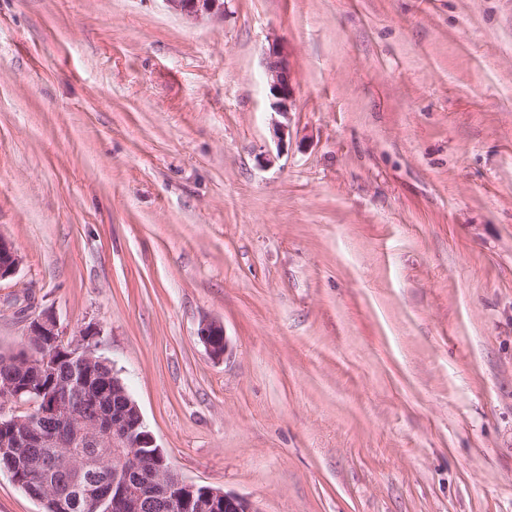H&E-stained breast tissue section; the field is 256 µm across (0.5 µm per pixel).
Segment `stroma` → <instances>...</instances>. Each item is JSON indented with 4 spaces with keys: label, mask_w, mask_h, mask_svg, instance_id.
I'll use <instances>...</instances> for the list:
<instances>
[{
    "label": "stroma",
    "mask_w": 512,
    "mask_h": 512,
    "mask_svg": "<svg viewBox=\"0 0 512 512\" xmlns=\"http://www.w3.org/2000/svg\"><path fill=\"white\" fill-rule=\"evenodd\" d=\"M0 235V353L97 332L184 481L512 512V0H0ZM169 7L189 18L198 19L204 15H224L223 0H166ZM266 73L274 113L284 119L275 120L274 132L280 145L288 134V116L295 99L294 71L289 57L281 45L272 42L266 52ZM22 262L13 244L0 235V280L14 276ZM200 342L212 359L220 360L227 349V340L223 326L216 321H205L198 331Z\"/></svg>",
    "instance_id": "1"
}]
</instances>
